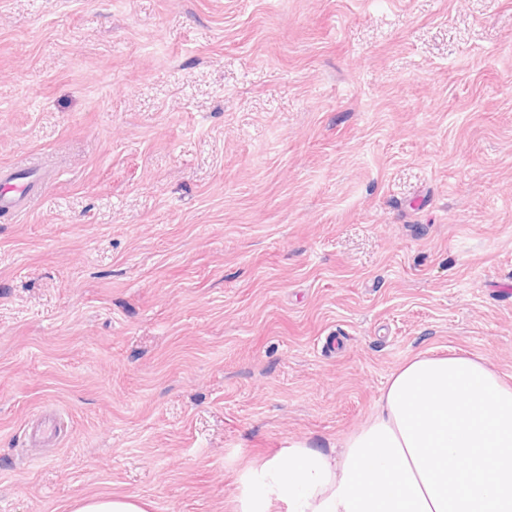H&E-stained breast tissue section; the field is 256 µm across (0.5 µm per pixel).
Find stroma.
Returning a JSON list of instances; mask_svg holds the SVG:
<instances>
[{"label": "stroma", "mask_w": 512, "mask_h": 512, "mask_svg": "<svg viewBox=\"0 0 512 512\" xmlns=\"http://www.w3.org/2000/svg\"><path fill=\"white\" fill-rule=\"evenodd\" d=\"M0 512H234L436 348L512 379V0H0ZM31 168L16 166L0 168V212L26 210L31 201L41 192L31 174L21 172ZM151 503L136 496H93L76 500L71 512H150Z\"/></svg>", "instance_id": "35a3bbf8"}]
</instances>
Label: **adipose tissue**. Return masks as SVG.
I'll return each mask as SVG.
<instances>
[{"label": "adipose tissue", "instance_id": "1", "mask_svg": "<svg viewBox=\"0 0 512 512\" xmlns=\"http://www.w3.org/2000/svg\"><path fill=\"white\" fill-rule=\"evenodd\" d=\"M244 487L237 512H512V382L477 355H415L335 448L288 440Z\"/></svg>", "mask_w": 512, "mask_h": 512}]
</instances>
